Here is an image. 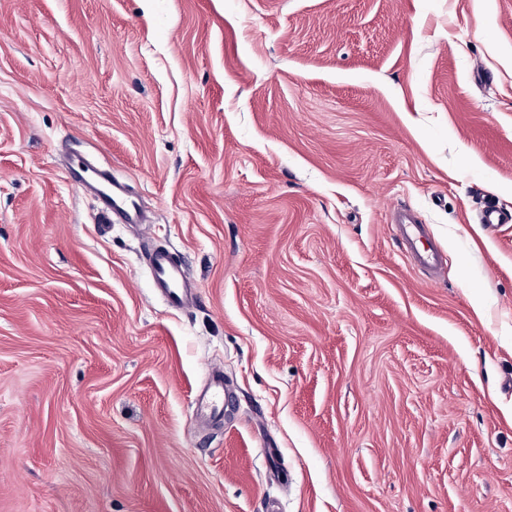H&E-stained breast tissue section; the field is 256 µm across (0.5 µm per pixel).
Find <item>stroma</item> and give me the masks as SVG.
Instances as JSON below:
<instances>
[{
  "label": "stroma",
  "mask_w": 512,
  "mask_h": 512,
  "mask_svg": "<svg viewBox=\"0 0 512 512\" xmlns=\"http://www.w3.org/2000/svg\"><path fill=\"white\" fill-rule=\"evenodd\" d=\"M67 148L149 240L99 222ZM492 205L512 0H0V512H512ZM152 244L192 310L155 294ZM68 173L83 188L94 193L103 223L112 224V217L120 216L124 224L147 228L138 199L113 179L108 171L98 169L79 157L70 165ZM417 222L416 216L410 210L395 208L392 211L391 223L397 224L399 235L410 245L416 264L432 276L439 277L444 270L442 257L435 249H427L423 253L419 251L416 245L415 226L411 225ZM149 265L153 288L170 306L183 311L196 304L197 297L190 287L184 264L176 261L168 251L155 249L149 254ZM210 387L205 393L197 394L195 399L196 418L216 419L224 414V374L212 368Z\"/></svg>",
  "instance_id": "stroma-1"
}]
</instances>
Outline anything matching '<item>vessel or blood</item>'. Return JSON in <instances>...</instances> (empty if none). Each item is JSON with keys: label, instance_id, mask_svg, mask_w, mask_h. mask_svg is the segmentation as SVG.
<instances>
[{"label": "vessel or blood", "instance_id": "b4317fda", "mask_svg": "<svg viewBox=\"0 0 512 512\" xmlns=\"http://www.w3.org/2000/svg\"><path fill=\"white\" fill-rule=\"evenodd\" d=\"M68 173L83 188L94 193L103 223H111L113 217L118 216L124 223L143 227L144 219L138 199L113 179L108 171L96 168L80 157L73 161ZM391 221L396 224L402 239L408 244H415L414 225L417 218L412 211L394 209ZM149 265L154 289L164 296L170 306L183 311L196 304L197 298L189 284L184 264L176 261L168 251L156 249L149 254ZM210 375L209 389L197 394L195 399L196 417L200 420L215 419L224 413V375L215 368L211 369Z\"/></svg>", "mask_w": 512, "mask_h": 512}]
</instances>
